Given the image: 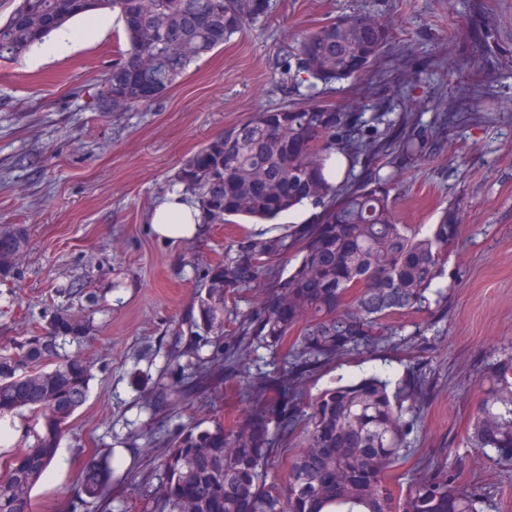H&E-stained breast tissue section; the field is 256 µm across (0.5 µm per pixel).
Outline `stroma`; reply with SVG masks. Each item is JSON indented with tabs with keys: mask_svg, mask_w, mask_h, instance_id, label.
<instances>
[{
	"mask_svg": "<svg viewBox=\"0 0 512 512\" xmlns=\"http://www.w3.org/2000/svg\"><path fill=\"white\" fill-rule=\"evenodd\" d=\"M371 12L391 21L386 53L361 79L336 83L323 103L369 120L365 143L402 129L421 134L413 157L392 152L400 183L391 193L403 224L438 223L457 213L461 237L437 287L445 296L407 315L404 340L370 356L337 359L308 383L318 393L338 377L384 371L429 377L411 463L395 469L409 483L413 465L449 468L484 497L485 512H512V466L465 447L463 434L488 360L512 350V0H272L270 14L212 55L193 62L149 105L100 112L95 95L123 38L117 14L60 57L34 46L0 60V226L22 224L28 242L17 278L0 283V348L37 334L53 315H90L92 334L67 343L93 378L85 405L68 421L57 454L31 493V512H71L79 460L106 450L111 496L145 512L132 491L145 445L193 418L239 416L235 389L222 400L171 397L163 433L138 405L186 364L177 335L208 267L228 242L275 235L279 224H211L177 244L154 238L145 218L177 192L182 164L225 128L252 113L302 103L276 70L280 47L328 18ZM383 114L382 123L373 115ZM83 288L75 299L70 285Z\"/></svg>",
	"mask_w": 512,
	"mask_h": 512,
	"instance_id": "35a3bbf8",
	"label": "stroma"
}]
</instances>
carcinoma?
I'll return each instance as SVG.
<instances>
[{"label": "carcinoma", "mask_w": 512, "mask_h": 512, "mask_svg": "<svg viewBox=\"0 0 512 512\" xmlns=\"http://www.w3.org/2000/svg\"><path fill=\"white\" fill-rule=\"evenodd\" d=\"M271 0H15L0 21V59L21 57L75 18L111 10L123 21L126 48L99 86L102 112H126L163 95L190 64L265 18ZM390 23L371 14L338 16L284 52L281 74L316 98L331 84L358 77L381 57ZM356 119L323 105L257 112L188 159L176 180L195 199L202 224L229 217L274 221L310 201L319 224H295L271 237L244 236L224 247L196 290L178 388L196 390L218 367L237 383L247 409L230 429L214 417L195 422L147 458L133 484L148 512H479V494L448 470L414 478L403 489L393 468L412 453L424 398L420 370L398 381L381 373L342 380L306 397L309 380L336 359L396 343L395 321L424 307L459 240L458 214L423 229L397 222L390 191L400 174L379 160L352 181L361 146ZM348 170L333 182L331 155ZM27 228H0V280L14 279ZM298 263L277 271L291 251ZM273 296L242 311L238 299ZM90 319L60 313L44 332L0 352V419L27 420V448L0 461V512H28L31 492L51 465L68 420L85 404L91 366L62 356L60 341L90 336ZM211 348L204 357L199 350ZM283 352L276 372L252 370L259 350ZM482 396L465 442L512 463V353L485 365ZM304 446L271 475L279 449ZM114 469L96 453L82 464L85 512H124L107 494Z\"/></svg>", "instance_id": "cac0c4a2"}]
</instances>
